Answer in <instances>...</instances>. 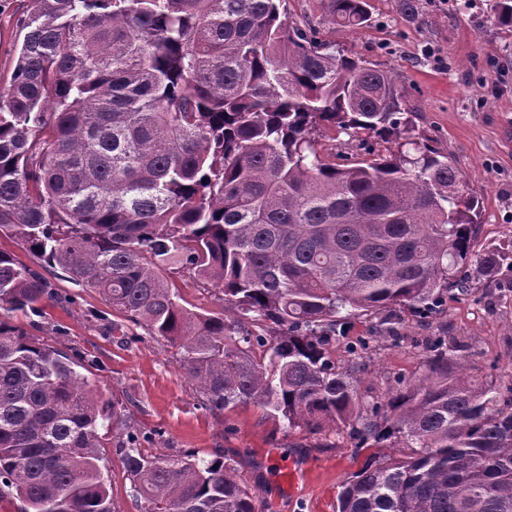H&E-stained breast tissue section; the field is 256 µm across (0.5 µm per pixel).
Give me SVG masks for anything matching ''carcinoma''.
I'll return each instance as SVG.
<instances>
[{"label":"carcinoma","instance_id":"1","mask_svg":"<svg viewBox=\"0 0 512 512\" xmlns=\"http://www.w3.org/2000/svg\"><path fill=\"white\" fill-rule=\"evenodd\" d=\"M29 2L0 91V230L32 263L0 249V312L64 301L40 271L58 268L177 348L203 409L253 401L290 428L407 449L341 483L336 512H512V383L467 375L443 329L426 373L384 403L359 393L367 341L344 366L331 356L348 316L393 334L395 307L431 318L512 271V239L474 250L478 196L397 118L395 75L281 18V0ZM494 11L512 27V0ZM329 16L354 31L365 0H330ZM323 125L396 148L336 164ZM174 264L225 309L180 304ZM77 366L0 320V497L23 512H112L100 430L124 413ZM115 448L143 512H257L231 460L149 456L134 432Z\"/></svg>","mask_w":512,"mask_h":512}]
</instances>
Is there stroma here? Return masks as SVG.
Instances as JSON below:
<instances>
[{"label": "stroma", "instance_id": "obj_1", "mask_svg": "<svg viewBox=\"0 0 512 512\" xmlns=\"http://www.w3.org/2000/svg\"><path fill=\"white\" fill-rule=\"evenodd\" d=\"M329 0H286L290 19L317 28L345 54L393 72L405 94L406 120L421 141L451 156L481 199L477 237L484 249L512 237V28L500 25L492 0H415L407 16L401 0H366L369 18L354 31L329 24ZM29 0H0V89H7L24 33L19 26ZM318 148L355 161L382 149L374 137L351 138L338 130L318 131ZM46 277L63 302L47 303L44 316L16 314L11 326L76 357L96 398L125 407L130 430L143 436L146 454L189 451L235 461L248 485L259 492V512H336L341 483L371 456L347 432L288 427L265 407L248 402L211 412L200 407L195 387L179 365L174 347L128 325L117 339L118 316L102 298L49 269ZM182 303L195 311H220L219 289L172 274ZM512 272L482 278L471 297L448 300L436 319L402 311L396 335L371 334V317L342 326L332 356L345 362L346 343L369 338L360 393L385 402L397 382L425 370V341L446 325L459 358L472 374L512 378ZM103 473L116 512H142L114 446L101 449Z\"/></svg>", "mask_w": 512, "mask_h": 512}]
</instances>
